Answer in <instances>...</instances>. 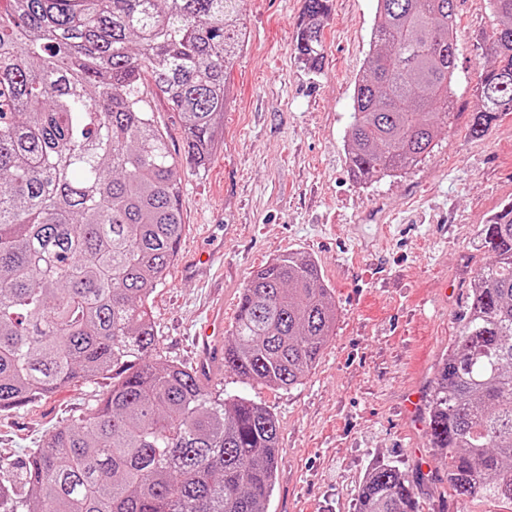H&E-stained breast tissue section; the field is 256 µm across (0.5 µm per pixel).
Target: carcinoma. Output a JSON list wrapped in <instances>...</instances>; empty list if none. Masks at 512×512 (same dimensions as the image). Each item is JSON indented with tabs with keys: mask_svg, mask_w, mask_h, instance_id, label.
Wrapping results in <instances>:
<instances>
[{
	"mask_svg": "<svg viewBox=\"0 0 512 512\" xmlns=\"http://www.w3.org/2000/svg\"><path fill=\"white\" fill-rule=\"evenodd\" d=\"M456 0H377L353 90L349 163L367 180L422 162L452 115ZM244 0H0V411L73 382L104 384L93 416L0 460V512H266L279 424L157 351L152 294L185 228L178 161L144 87L180 114L205 168L225 74L246 42ZM494 62L477 77L471 134L512 114V0H488ZM329 0H305L295 54L324 57ZM491 261L429 402L430 447L469 501L512 505V201L479 228ZM316 262L281 254L239 297L224 369L300 384L333 333ZM357 512H419L408 476L367 474Z\"/></svg>",
	"mask_w": 512,
	"mask_h": 512,
	"instance_id": "cac0c4a2",
	"label": "carcinoma"
}]
</instances>
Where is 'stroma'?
<instances>
[{
	"instance_id": "35a3bbf8",
	"label": "stroma",
	"mask_w": 512,
	"mask_h": 512,
	"mask_svg": "<svg viewBox=\"0 0 512 512\" xmlns=\"http://www.w3.org/2000/svg\"><path fill=\"white\" fill-rule=\"evenodd\" d=\"M376 0H330L324 60L311 69L293 48L304 0H245L249 39L227 75L224 131L206 170L180 167L185 229L153 295L162 360L195 366L193 337L215 303L235 323L253 271L291 250L320 266L336 305L334 334L292 388H272L216 366L209 386L253 400L279 421L277 480L266 512H356L366 474L385 462L410 474L420 512H512L458 499L447 459L428 446V400L459 330L471 278L489 260L480 224L512 200V115L482 138L474 86L491 58L487 0H457L456 117L432 153L394 178L350 171L352 94L370 54ZM223 265L197 277L181 267L197 247ZM101 388L76 382L0 412V459H20L46 432L92 416Z\"/></svg>"
}]
</instances>
